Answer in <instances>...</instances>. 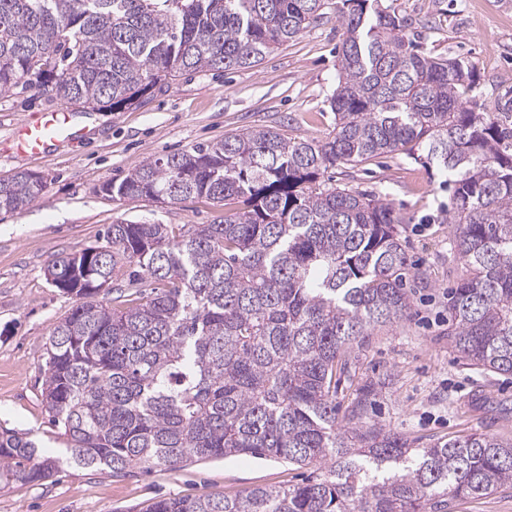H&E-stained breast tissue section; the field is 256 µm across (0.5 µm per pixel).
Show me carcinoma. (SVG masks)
Returning <instances> with one entry per match:
<instances>
[{
	"mask_svg": "<svg viewBox=\"0 0 512 512\" xmlns=\"http://www.w3.org/2000/svg\"><path fill=\"white\" fill-rule=\"evenodd\" d=\"M330 0H0V94L33 88L119 112L184 72L256 66L325 17ZM343 29L335 125L324 140L252 128L140 161L114 197L238 200L218 224L109 225L61 253L47 283L74 298L47 347L42 402L65 457L0 427V481L38 483L64 461L114 477L250 455L318 476L234 496L157 498L130 512H448L512 488V441L472 433L426 448L365 421L364 386L339 414L353 346L409 310L408 259L388 203L323 174L422 147L448 174L446 221L467 276L448 338L469 364L512 374V97L471 106V65L421 51L379 0H336ZM0 178V212L44 191ZM116 285L107 298L104 282ZM148 288L125 299L123 283Z\"/></svg>",
	"mask_w": 512,
	"mask_h": 512,
	"instance_id": "cac0c4a2",
	"label": "carcinoma"
}]
</instances>
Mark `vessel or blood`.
I'll return each mask as SVG.
<instances>
[{
    "mask_svg": "<svg viewBox=\"0 0 512 512\" xmlns=\"http://www.w3.org/2000/svg\"><path fill=\"white\" fill-rule=\"evenodd\" d=\"M81 133L75 113L65 110L46 112L36 121L22 124L17 147L22 155L36 157Z\"/></svg>",
    "mask_w": 512,
    "mask_h": 512,
    "instance_id": "obj_1",
    "label": "vessel or blood"
}]
</instances>
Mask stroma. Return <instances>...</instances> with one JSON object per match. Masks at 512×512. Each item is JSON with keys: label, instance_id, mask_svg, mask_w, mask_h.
Here are the masks:
<instances>
[{"label": "stroma", "instance_id": "1", "mask_svg": "<svg viewBox=\"0 0 512 512\" xmlns=\"http://www.w3.org/2000/svg\"><path fill=\"white\" fill-rule=\"evenodd\" d=\"M411 22L426 51L473 66V103L494 111L512 91V0H381ZM335 16L267 54L255 67L224 73H185L158 85L145 101L121 112H94L83 138L52 154L19 156L14 141L23 122L63 109L36 90L0 95V177L29 170L46 187L25 210L0 213V426L32 432L48 456L64 451L41 397L46 348L53 325L71 307L69 296L47 284L44 269L58 254L94 245L99 232L122 219L142 224H214L224 208L205 198L160 204L112 197L139 161L173 155L247 128L273 127L295 140H321L334 127L329 100L337 86ZM390 203L408 216L398 225L412 270L410 310L353 348L338 399L348 406L364 384L376 385L371 421L419 447L482 433L512 440V375L484 371L448 341V293L467 275L450 262L453 235L444 223L447 177L408 151L341 165L325 173ZM309 468L273 458L232 456L174 471L121 478L78 466L48 481L0 485V512H126L159 497L224 494L269 485H294Z\"/></svg>", "mask_w": 512, "mask_h": 512}]
</instances>
